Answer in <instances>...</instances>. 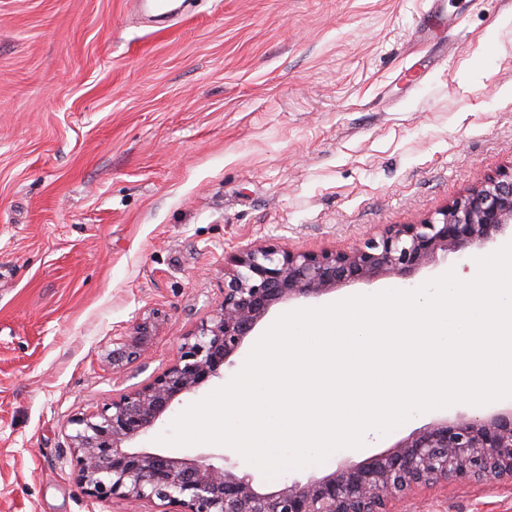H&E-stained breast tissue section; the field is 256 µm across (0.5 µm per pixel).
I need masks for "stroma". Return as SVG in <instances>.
<instances>
[{
	"instance_id": "obj_1",
	"label": "stroma",
	"mask_w": 512,
	"mask_h": 512,
	"mask_svg": "<svg viewBox=\"0 0 512 512\" xmlns=\"http://www.w3.org/2000/svg\"><path fill=\"white\" fill-rule=\"evenodd\" d=\"M189 0L165 25L133 0H0V512H144L77 483L72 418L172 360L224 299V259L250 244L348 249L443 209L512 167V0ZM480 250L410 277L316 299L413 290ZM157 325L147 357L114 364L112 339ZM237 357L175 404L139 448L224 386ZM458 403L413 416L371 447L281 473L307 481L393 446ZM396 512H512V482L425 489Z\"/></svg>"
}]
</instances>
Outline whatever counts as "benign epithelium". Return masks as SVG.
Here are the masks:
<instances>
[{
    "mask_svg": "<svg viewBox=\"0 0 512 512\" xmlns=\"http://www.w3.org/2000/svg\"><path fill=\"white\" fill-rule=\"evenodd\" d=\"M512 229V168L479 181L418 224L391 227L348 251L293 252L246 246L224 267V302L183 337L159 374L112 404L70 421L76 479L90 499L156 502L162 512H389V503L439 483L512 478V408L439 419L392 448L306 482L262 489L232 465L129 446L208 382L224 375L278 305L317 299L353 282L407 275L437 254L484 248ZM152 335L112 337V362L140 358Z\"/></svg>",
    "mask_w": 512,
    "mask_h": 512,
    "instance_id": "benign-epithelium-1",
    "label": "benign epithelium"
}]
</instances>
